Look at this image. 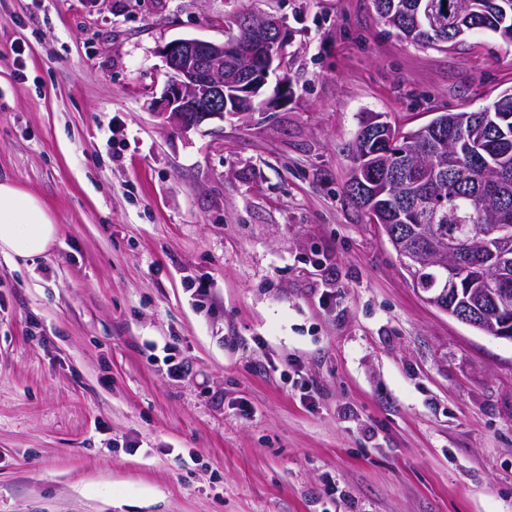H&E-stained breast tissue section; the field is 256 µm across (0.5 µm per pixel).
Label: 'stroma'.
I'll use <instances>...</instances> for the list:
<instances>
[{"label": "stroma", "mask_w": 512, "mask_h": 512, "mask_svg": "<svg viewBox=\"0 0 512 512\" xmlns=\"http://www.w3.org/2000/svg\"><path fill=\"white\" fill-rule=\"evenodd\" d=\"M245 10L291 33L287 102L170 128L162 48ZM507 89L498 38L416 47L371 0H0V177L58 231L0 254V512H512V342L343 193L362 117Z\"/></svg>", "instance_id": "obj_1"}]
</instances>
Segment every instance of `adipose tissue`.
<instances>
[{"instance_id":"obj_1","label":"adipose tissue","mask_w":512,"mask_h":512,"mask_svg":"<svg viewBox=\"0 0 512 512\" xmlns=\"http://www.w3.org/2000/svg\"><path fill=\"white\" fill-rule=\"evenodd\" d=\"M57 237V227L43 202L0 179V253L29 259L46 253Z\"/></svg>"}]
</instances>
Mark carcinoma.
<instances>
[{
	"instance_id": "cac0c4a2",
	"label": "carcinoma",
	"mask_w": 512,
	"mask_h": 512,
	"mask_svg": "<svg viewBox=\"0 0 512 512\" xmlns=\"http://www.w3.org/2000/svg\"><path fill=\"white\" fill-rule=\"evenodd\" d=\"M382 22L417 46H443L457 42L458 24L465 33L483 31L512 49V0H372ZM437 14V29L424 28L427 6ZM365 117L352 146V166L345 186L348 201L368 221L378 219L398 230L396 239L411 234L414 223L403 194L412 193L424 207L418 223L431 224L441 235L461 224L484 244L482 233L493 224L512 226V92L473 112H440L425 124L431 140L451 137L460 169L443 166L438 155H423L410 163L408 152L416 145V130L390 124L366 132ZM488 287L477 278H465L458 288L457 304Z\"/></svg>"
}]
</instances>
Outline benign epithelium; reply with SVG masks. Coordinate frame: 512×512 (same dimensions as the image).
Here are the masks:
<instances>
[{"label": "benign epithelium", "instance_id": "1", "mask_svg": "<svg viewBox=\"0 0 512 512\" xmlns=\"http://www.w3.org/2000/svg\"><path fill=\"white\" fill-rule=\"evenodd\" d=\"M288 29L271 17H256L244 39L229 38L223 42L199 38H180L166 44L162 54L168 79L160 100L154 102L158 115L179 129H190L208 119H222L225 114L241 115L271 110L276 101L288 97L291 88L288 76L279 80L275 97H261L275 62L282 59L289 41ZM493 238L494 265L499 282L512 275V228L500 225L489 233ZM472 238L452 234L430 242L428 263L441 265L448 273L435 288H423L417 274H411L423 299L440 311L468 326L480 316L479 307L489 298L497 312L512 311V290L490 288L486 297L473 298L474 305L460 315L451 313L443 300L457 287L459 263L470 253Z\"/></svg>", "mask_w": 512, "mask_h": 512}]
</instances>
